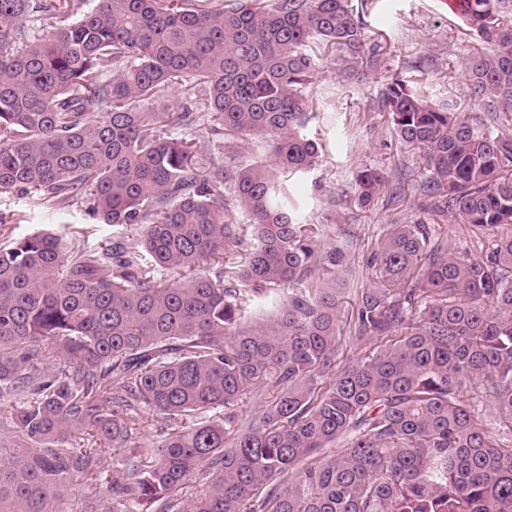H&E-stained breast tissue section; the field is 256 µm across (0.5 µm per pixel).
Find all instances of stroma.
<instances>
[{
	"label": "stroma",
	"instance_id": "35a3bbf8",
	"mask_svg": "<svg viewBox=\"0 0 512 512\" xmlns=\"http://www.w3.org/2000/svg\"><path fill=\"white\" fill-rule=\"evenodd\" d=\"M370 24L373 33L383 36L386 69L359 86L337 83L334 70L326 69L316 88L317 116L310 124L323 151L317 168L294 188L308 215L323 221L326 242L346 249L355 288L373 286L375 274L366 262L390 225L422 217L431 207L414 191L426 172L418 152L396 139L377 110L387 82L406 63L421 59L428 65L422 89L433 102L469 98L458 48L470 37L457 27L443 0H383ZM361 166L383 171L396 193H382L370 206H358L350 184ZM0 215L9 219L0 225V245L46 227L63 234L68 245L92 248L128 234L126 228L99 223L85 204L50 215L15 192L0 194Z\"/></svg>",
	"mask_w": 512,
	"mask_h": 512
}]
</instances>
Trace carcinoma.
I'll return each instance as SVG.
<instances>
[{"label": "carcinoma", "instance_id": "carcinoma-1", "mask_svg": "<svg viewBox=\"0 0 512 512\" xmlns=\"http://www.w3.org/2000/svg\"><path fill=\"white\" fill-rule=\"evenodd\" d=\"M379 2L0 0V193L137 229L0 245V397H22L0 512H54L105 464L70 439L130 444L142 411L190 422L80 512H512V0L454 13L469 106L432 104L420 62L378 104L473 248L394 224L367 261L377 285L351 290L292 195L319 162L320 71L385 69ZM202 130L224 161L204 164ZM385 185L362 168L352 189L366 207ZM270 385L245 426L195 419Z\"/></svg>", "mask_w": 512, "mask_h": 512}]
</instances>
